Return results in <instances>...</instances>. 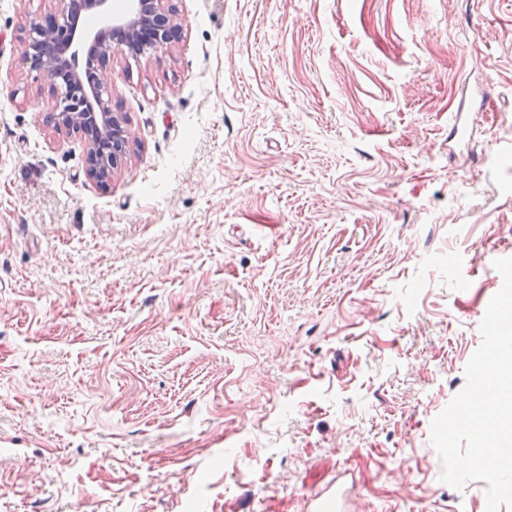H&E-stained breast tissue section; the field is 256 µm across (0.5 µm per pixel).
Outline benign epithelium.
I'll list each match as a JSON object with an SVG mask.
<instances>
[{
  "label": "benign epithelium",
  "mask_w": 512,
  "mask_h": 512,
  "mask_svg": "<svg viewBox=\"0 0 512 512\" xmlns=\"http://www.w3.org/2000/svg\"><path fill=\"white\" fill-rule=\"evenodd\" d=\"M60 8L47 22L31 21L23 30L22 56L29 69L40 73L59 94V109L52 114L57 129L77 133L86 144V173L100 184L112 180L118 158L108 159V139H129L120 104H112V54L130 49L151 55L170 43L182 24L164 0H59ZM93 12L112 25V36L86 29L79 17ZM84 65H79L81 51Z\"/></svg>",
  "instance_id": "7a95c632"
}]
</instances>
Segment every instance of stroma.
<instances>
[{"instance_id": "stroma-1", "label": "stroma", "mask_w": 512, "mask_h": 512, "mask_svg": "<svg viewBox=\"0 0 512 512\" xmlns=\"http://www.w3.org/2000/svg\"><path fill=\"white\" fill-rule=\"evenodd\" d=\"M172 5L103 187L21 58L57 0H0V512H486L430 424L512 257V0ZM352 491L345 485L336 482V488L325 490L314 495L310 502L314 512H346L351 511Z\"/></svg>"}]
</instances>
